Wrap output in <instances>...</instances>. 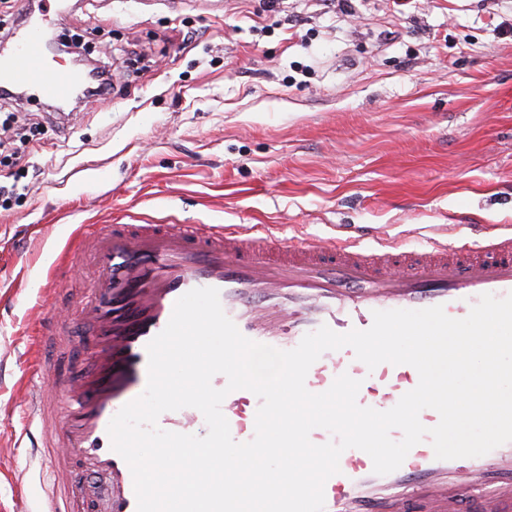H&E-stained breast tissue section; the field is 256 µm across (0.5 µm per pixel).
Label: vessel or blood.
<instances>
[{
    "instance_id": "1",
    "label": "vessel or blood",
    "mask_w": 512,
    "mask_h": 512,
    "mask_svg": "<svg viewBox=\"0 0 512 512\" xmlns=\"http://www.w3.org/2000/svg\"><path fill=\"white\" fill-rule=\"evenodd\" d=\"M16 44V54L0 60L1 86L58 103L74 97L82 73L50 68L37 31ZM77 262L87 274L72 294L73 313L46 316L33 349L40 355L62 348L84 360L59 380L38 362L23 389V406L36 425L30 448L47 474L43 512H137L133 476L111 448L108 425L144 392L147 345L192 289H218L225 314L245 337L280 350L324 325L338 333L368 329L377 310L440 305L461 319L482 294L512 293V234L479 245L435 238L418 250L392 243L367 250L353 239L278 243L270 233L221 224H81L48 270L51 288L61 287L62 269ZM344 373L361 383L358 404L379 411L393 408L419 382L411 365L371 370L344 347L323 353L305 385L322 393ZM260 405L250 391L228 392L221 410L236 442L253 439ZM158 425L197 436L208 431L202 413L190 407L162 413ZM339 468L325 483L324 512H383L384 495L398 512H420L421 488L443 473L463 472L455 496L465 504L486 485H512V442L479 457L440 460L426 439L387 475L375 474L370 456L350 448Z\"/></svg>"
}]
</instances>
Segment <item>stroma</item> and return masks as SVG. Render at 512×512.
Returning a JSON list of instances; mask_svg holds the SVG:
<instances>
[{
    "mask_svg": "<svg viewBox=\"0 0 512 512\" xmlns=\"http://www.w3.org/2000/svg\"><path fill=\"white\" fill-rule=\"evenodd\" d=\"M109 71L0 103V512H38L18 397L38 284L80 224H223L418 249L512 231V0H0Z\"/></svg>",
    "mask_w": 512,
    "mask_h": 512,
    "instance_id": "35a3bbf8",
    "label": "stroma"
}]
</instances>
